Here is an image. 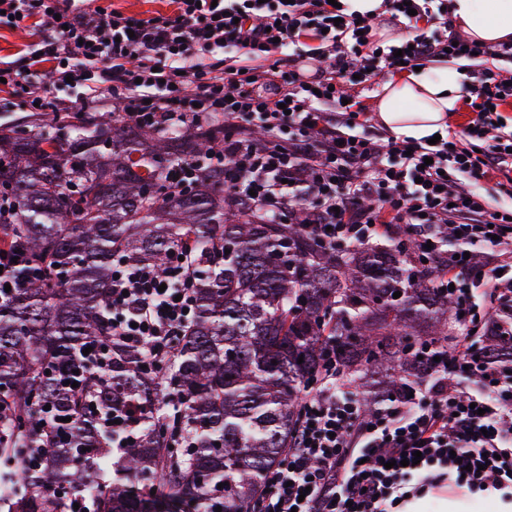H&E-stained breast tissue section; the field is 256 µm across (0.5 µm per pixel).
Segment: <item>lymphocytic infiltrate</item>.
Here are the masks:
<instances>
[{
    "mask_svg": "<svg viewBox=\"0 0 512 512\" xmlns=\"http://www.w3.org/2000/svg\"><path fill=\"white\" fill-rule=\"evenodd\" d=\"M172 3L171 14L138 18L60 0H0L11 26L33 21L52 32L27 44L23 65H0V77L42 112L70 111L45 92L70 79L88 88V105L146 128L223 120L224 139L209 151L224 165L230 200L275 220L302 216L328 246L405 229L424 259L442 262L449 283L464 277L482 288L451 343V365L413 394L368 417L335 379L305 396L292 444L266 477L265 512H392L447 486L512 491V373L479 356L470 335L512 309V208L461 187L496 172L512 195V132L501 114L512 104V44L468 41L439 0H385L390 23L424 28L380 50L372 19L328 0ZM216 48L223 57L206 59ZM466 51L484 64L464 87L469 131L433 145L366 134L370 118L350 87L377 70ZM256 124L265 138L254 137ZM450 230L460 234L456 256L439 248ZM472 246L485 249V261L464 259ZM193 260L188 241L165 269L112 267V333L140 350L149 370L173 357L191 322Z\"/></svg>",
    "mask_w": 512,
    "mask_h": 512,
    "instance_id": "f902f5d3",
    "label": "lymphocytic infiltrate"
}]
</instances>
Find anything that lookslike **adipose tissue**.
Masks as SVG:
<instances>
[{
	"mask_svg": "<svg viewBox=\"0 0 512 512\" xmlns=\"http://www.w3.org/2000/svg\"><path fill=\"white\" fill-rule=\"evenodd\" d=\"M448 13L470 39L487 45L512 43V0H448ZM460 89V73L448 66L432 76L405 72L383 82L372 110L394 136L420 141L447 127Z\"/></svg>",
	"mask_w": 512,
	"mask_h": 512,
	"instance_id": "adipose-tissue-1",
	"label": "adipose tissue"
}]
</instances>
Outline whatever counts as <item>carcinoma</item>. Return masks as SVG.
<instances>
[{
  "label": "carcinoma",
  "mask_w": 512,
  "mask_h": 512,
  "mask_svg": "<svg viewBox=\"0 0 512 512\" xmlns=\"http://www.w3.org/2000/svg\"><path fill=\"white\" fill-rule=\"evenodd\" d=\"M54 122L57 136L0 125V241L46 270L0 301V512H60L55 488L87 512H244L327 372L356 384L370 416L448 357L462 302L443 269L394 238L332 249L299 222L224 207V168L201 162L219 126ZM192 164L190 187L170 191L167 172ZM186 239L202 255L194 320L156 375L105 324L112 264L162 269ZM479 344L512 360L507 336ZM89 346L102 369L76 367Z\"/></svg>",
  "instance_id": "1"
}]
</instances>
